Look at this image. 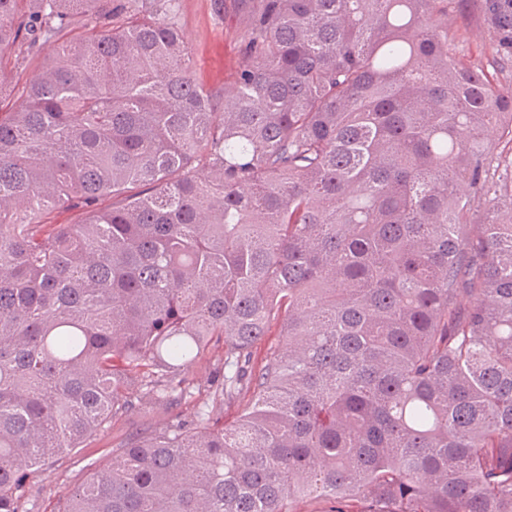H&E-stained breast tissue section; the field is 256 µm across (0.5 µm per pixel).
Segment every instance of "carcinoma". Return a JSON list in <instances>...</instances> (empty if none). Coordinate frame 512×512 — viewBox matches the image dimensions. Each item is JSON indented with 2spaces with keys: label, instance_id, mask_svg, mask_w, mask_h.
<instances>
[{
  "label": "carcinoma",
  "instance_id": "1",
  "mask_svg": "<svg viewBox=\"0 0 512 512\" xmlns=\"http://www.w3.org/2000/svg\"><path fill=\"white\" fill-rule=\"evenodd\" d=\"M228 1L219 97L181 0H0V69L46 47L0 111V512L207 355L56 512H512V94L467 0ZM179 22L191 53L197 79L221 92L229 85L241 61V48L234 32L241 26L231 9L216 15L213 0H181ZM448 15V28L453 35L456 58L466 64L484 68L494 74L505 91L512 90V62L499 58L493 43L482 33L478 2Z\"/></svg>",
  "mask_w": 512,
  "mask_h": 512
}]
</instances>
